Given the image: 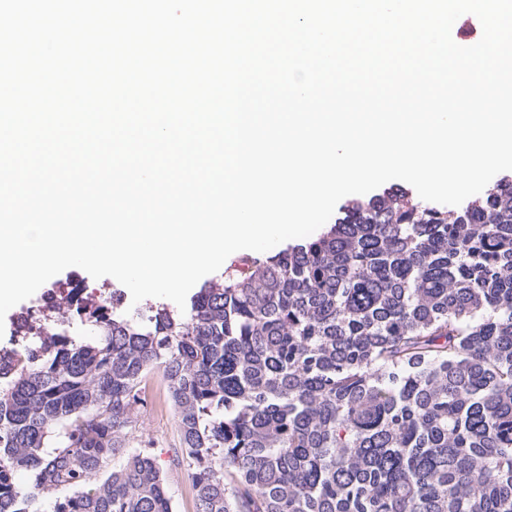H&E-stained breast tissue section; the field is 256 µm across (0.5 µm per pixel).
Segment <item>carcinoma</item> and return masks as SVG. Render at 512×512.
Returning a JSON list of instances; mask_svg holds the SVG:
<instances>
[{
    "mask_svg": "<svg viewBox=\"0 0 512 512\" xmlns=\"http://www.w3.org/2000/svg\"><path fill=\"white\" fill-rule=\"evenodd\" d=\"M86 322L0 352V512H173L121 439L154 373L198 512H512V175L452 212L358 201L183 312Z\"/></svg>",
    "mask_w": 512,
    "mask_h": 512,
    "instance_id": "obj_1",
    "label": "carcinoma"
}]
</instances>
